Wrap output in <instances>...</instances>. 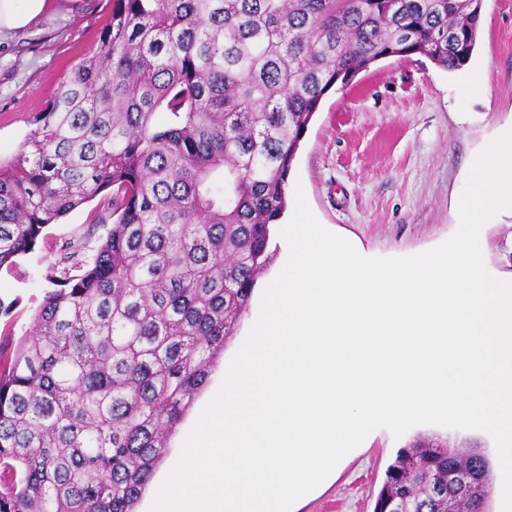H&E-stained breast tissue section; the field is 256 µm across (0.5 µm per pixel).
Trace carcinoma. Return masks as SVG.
<instances>
[{"instance_id":"carcinoma-1","label":"carcinoma","mask_w":512,"mask_h":512,"mask_svg":"<svg viewBox=\"0 0 512 512\" xmlns=\"http://www.w3.org/2000/svg\"><path fill=\"white\" fill-rule=\"evenodd\" d=\"M483 0H112L12 162L0 268L100 198L112 227L0 347V512H135L274 257L323 97L372 63L470 59ZM481 482L461 487L454 472ZM489 457L400 449L373 512H488Z\"/></svg>"}]
</instances>
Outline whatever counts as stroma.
Listing matches in <instances>:
<instances>
[{"label": "stroma", "mask_w": 512, "mask_h": 512, "mask_svg": "<svg viewBox=\"0 0 512 512\" xmlns=\"http://www.w3.org/2000/svg\"><path fill=\"white\" fill-rule=\"evenodd\" d=\"M112 0H71L33 29L0 43V162L10 161L34 130L71 67L94 45ZM483 73L480 92L459 104V89ZM512 128V0H483L478 45L460 70L447 71L420 55L391 56L330 91L304 135L288 179L303 191L318 222L372 257H403L432 249L456 231L458 204L472 164L501 132ZM97 201L74 209L45 234L50 245H83L92 256L110 229L95 223ZM488 262L512 270V212L502 210L487 230ZM54 254L48 248L0 270V346L13 347L32 329V317L52 289ZM223 362L170 438L152 480L160 485L177 463L195 416L221 385ZM455 448L490 450L468 430L422 424L394 436L376 429L366 448L343 460L335 475L300 501L296 512H373L387 466L417 437Z\"/></svg>", "instance_id": "obj_1"}]
</instances>
